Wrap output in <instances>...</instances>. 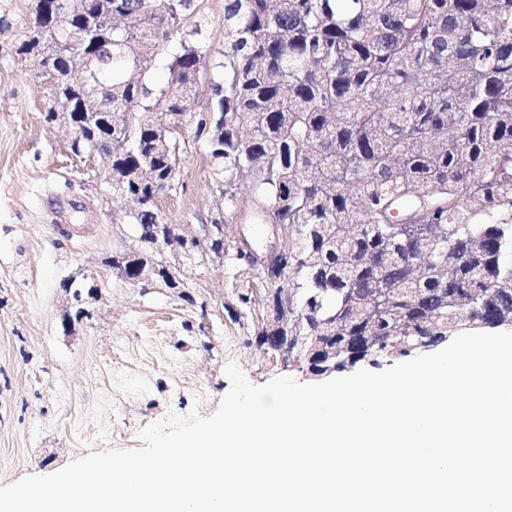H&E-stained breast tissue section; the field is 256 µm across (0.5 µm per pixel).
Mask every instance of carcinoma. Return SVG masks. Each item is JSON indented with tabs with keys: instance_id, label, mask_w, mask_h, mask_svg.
Here are the masks:
<instances>
[{
	"instance_id": "1",
	"label": "carcinoma",
	"mask_w": 512,
	"mask_h": 512,
	"mask_svg": "<svg viewBox=\"0 0 512 512\" xmlns=\"http://www.w3.org/2000/svg\"><path fill=\"white\" fill-rule=\"evenodd\" d=\"M106 6L125 25L99 32L86 63L70 56L97 20L67 22L43 120L77 124L73 154L91 143L112 158V192L152 238L181 149L160 123L128 131L110 114L174 121L210 74L202 113L224 124L201 118L194 137L224 185V223L252 213L292 229L284 269L263 276L288 312L256 314L260 283L235 285L259 347H286V362L322 377L479 324L512 328V0H225L215 55L199 0L91 11ZM394 210L420 230L392 234ZM150 262L112 255L127 273ZM376 285L387 293L375 304Z\"/></svg>"
}]
</instances>
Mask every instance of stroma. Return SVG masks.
<instances>
[{
  "label": "stroma",
  "instance_id": "stroma-1",
  "mask_svg": "<svg viewBox=\"0 0 512 512\" xmlns=\"http://www.w3.org/2000/svg\"><path fill=\"white\" fill-rule=\"evenodd\" d=\"M31 0H0V486L48 475L107 448H137L138 432L203 395L210 416L236 362L248 381L310 375L249 341L237 267L201 258L183 290H143L105 266L135 235L122 201L105 190L100 161L70 150V132L44 122L52 88L14 45ZM175 182L160 195L166 222L199 232L224 201L202 143L186 129ZM95 278L92 318L64 329L65 282Z\"/></svg>",
  "mask_w": 512,
  "mask_h": 512
}]
</instances>
